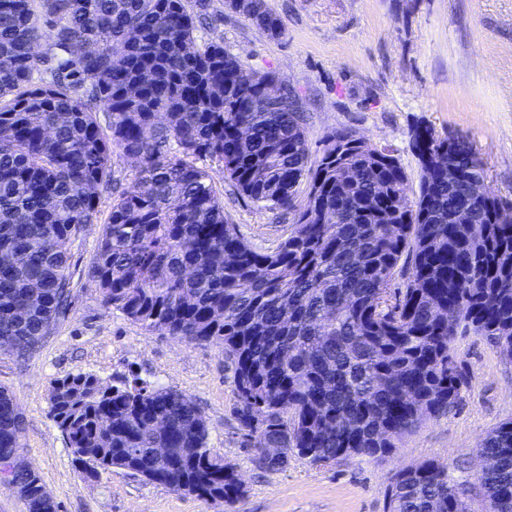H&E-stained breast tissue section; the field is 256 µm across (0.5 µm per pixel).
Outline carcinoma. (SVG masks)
<instances>
[{"label": "carcinoma", "instance_id": "1", "mask_svg": "<svg viewBox=\"0 0 512 512\" xmlns=\"http://www.w3.org/2000/svg\"><path fill=\"white\" fill-rule=\"evenodd\" d=\"M267 37L282 36L266 0H224ZM135 32L136 41L128 38ZM184 0H0V349L30 354L68 299L70 248L97 222L112 189L111 155L138 163L111 198L91 277L104 306L147 329L224 348L234 362L237 413L268 469L288 452L315 464L375 457L425 416L448 412L465 374L453 348L481 336L512 357V222L495 200L470 198L482 176L472 146L463 176L427 166L448 139L412 134L415 199L393 152H364L338 130L340 157L308 166L303 109L288 84L244 68L224 44L197 43ZM282 87L267 111L265 87ZM217 163L238 193L291 210V235L259 251L224 217L209 173ZM464 208L471 223L448 221ZM407 283L385 300L399 264ZM50 416L89 477L114 468L235 504L237 467L207 448L204 415L177 391L143 379L103 384L93 373L55 380ZM23 418L0 386V459L19 454ZM479 452L484 512H512V421ZM27 512H55L40 478ZM388 512H470L446 468L427 461L395 474Z\"/></svg>", "mask_w": 512, "mask_h": 512}]
</instances>
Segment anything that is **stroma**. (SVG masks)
<instances>
[{"mask_svg":"<svg viewBox=\"0 0 512 512\" xmlns=\"http://www.w3.org/2000/svg\"><path fill=\"white\" fill-rule=\"evenodd\" d=\"M208 3L200 40L223 41L245 68L287 81L304 108L310 165L319 163L329 135L347 129L390 147L416 196L411 135L427 125L440 137L469 141L487 189L512 202V0H266L281 21L277 40L222 0ZM208 171L225 217L254 248L274 249L291 233L306 183L296 188L293 210H267L243 199L217 164ZM102 232V224L87 225L73 243L69 305L41 346L23 359L0 355V385L24 418L22 456L58 512H387L393 476L428 460L447 468L471 512H482L477 451L512 421V361L484 338L457 339L455 358L467 377L457 403L424 418L390 454L321 465L292 452L283 469L264 470L238 420L233 364L222 347L146 330L102 306L89 275ZM78 372L106 383L137 376L190 397L206 418L211 452L236 465L241 499L230 507L207 503L116 468L82 476L49 415L54 381Z\"/></svg>","mask_w":512,"mask_h":512,"instance_id":"obj_1","label":"stroma"}]
</instances>
